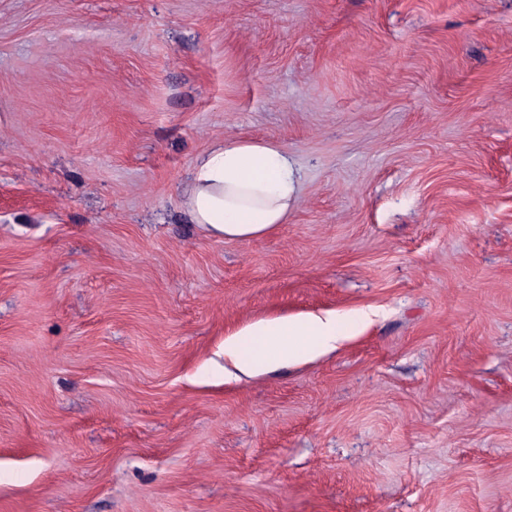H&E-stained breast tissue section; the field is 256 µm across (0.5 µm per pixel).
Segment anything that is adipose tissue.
I'll return each instance as SVG.
<instances>
[{
    "mask_svg": "<svg viewBox=\"0 0 512 512\" xmlns=\"http://www.w3.org/2000/svg\"><path fill=\"white\" fill-rule=\"evenodd\" d=\"M299 199L295 163L280 146L241 138L221 143L197 163L183 197L191 223L214 239L249 242L285 223ZM374 316L333 311L250 322L224 339V376L294 365L329 354Z\"/></svg>",
    "mask_w": 512,
    "mask_h": 512,
    "instance_id": "obj_1",
    "label": "adipose tissue"
}]
</instances>
